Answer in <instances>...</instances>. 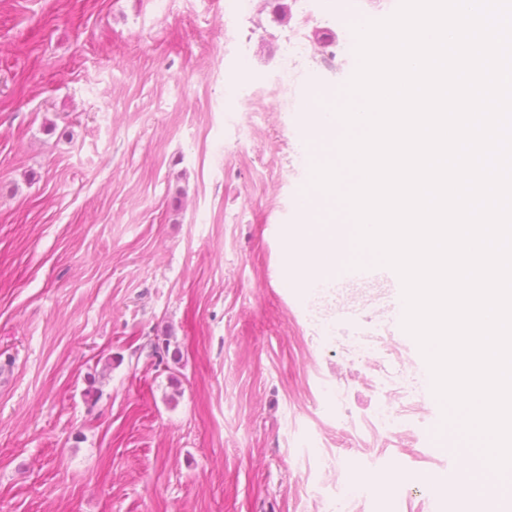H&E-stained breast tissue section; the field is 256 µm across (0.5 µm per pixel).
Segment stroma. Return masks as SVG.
Returning <instances> with one entry per match:
<instances>
[{
  "label": "stroma",
  "mask_w": 512,
  "mask_h": 512,
  "mask_svg": "<svg viewBox=\"0 0 512 512\" xmlns=\"http://www.w3.org/2000/svg\"><path fill=\"white\" fill-rule=\"evenodd\" d=\"M296 25L0 0V512H433L460 469L394 270L315 305L286 258L300 114L253 117L216 65L273 74ZM304 34L295 103L341 94L327 0Z\"/></svg>",
  "instance_id": "35a3bbf8"
}]
</instances>
